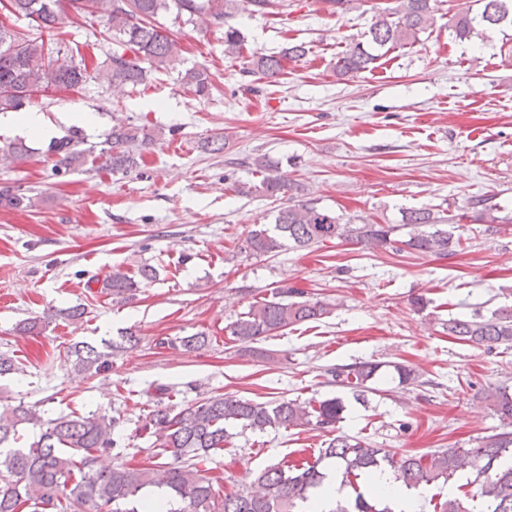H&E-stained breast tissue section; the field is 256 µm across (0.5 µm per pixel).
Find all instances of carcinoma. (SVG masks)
Here are the masks:
<instances>
[{
	"mask_svg": "<svg viewBox=\"0 0 512 512\" xmlns=\"http://www.w3.org/2000/svg\"><path fill=\"white\" fill-rule=\"evenodd\" d=\"M285 0H8L13 16L28 20L36 33L0 24V112H17L33 100L61 89H75L90 80L104 79L114 88L148 83L154 73L164 71L181 51L178 38L156 24L163 13L174 21L201 25H224V54L240 53V32L226 19L238 12L251 15L277 14ZM437 0H391L375 17L367 44L351 46L336 62L341 75L371 68L377 60L374 49L412 45L434 25ZM94 18L105 22L112 40V53L93 68L85 59L54 46L55 32L67 22L86 23ZM453 31L461 41L483 40L496 28L512 30V0H469L453 15ZM308 53L303 43L286 48L279 55L254 52L246 70L276 83L283 74L282 60L301 59ZM196 97H210L213 84L206 69L192 68L181 77ZM161 132L132 123L112 127L104 140L86 144L73 131L53 142L48 152L55 156L56 172L67 171L86 158L99 161L115 171L138 164L142 151L150 148ZM22 142L0 147V160L10 163L28 158ZM292 186L265 175L255 192L269 198H283ZM465 214L451 218L429 208L402 211L401 225L353 224L335 211L317 206L313 199L296 200L277 210L273 227L265 225L248 232L244 249L251 254L275 256L287 248H309L331 240L349 242L368 250L393 253L417 252L447 257L462 242L460 230ZM127 272L115 269L106 280L114 295L136 287ZM333 305L313 300L284 283L270 299L250 305L229 326V340L249 344L276 332L317 322L332 313ZM448 335L476 348H512V307H501L488 315L451 316L442 323ZM209 337L167 338L163 347L180 345L188 351L206 346ZM137 343L133 334L101 342V347L76 344L67 353L75 356V368L96 374L112 366V355L125 345ZM378 365L359 362L341 365L333 371L336 382L360 398L373 391L369 383ZM484 398L502 419L512 424V394L505 387L490 388ZM345 405L338 397L302 401L279 398L254 402L236 395L204 397L179 408L159 403L145 418L140 430L155 437V456L164 461L149 467L124 463L99 465L100 457H121L125 448L114 438L123 428L121 415L90 411L84 415L65 414L42 421L37 410L17 405L0 412V446L17 440L18 426L38 424V440L27 448L9 450L0 457V512H152L148 500L151 488L163 490L166 512H299L324 480L321 465L332 462L341 470L342 484L390 468L395 479L407 489H420L443 480H453L468 471L467 484L477 487L490 512H512V431L481 438L473 448H446L425 455L403 454L387 448H373L362 440L335 434L343 419ZM239 425L264 432L267 429L307 426L328 438L318 455L286 467L269 466L251 477L256 490L220 494L214 481L200 473L197 460L224 450ZM329 512H379L362 492H357L353 509L342 505ZM434 512H469L458 495L434 505Z\"/></svg>",
	"mask_w": 512,
	"mask_h": 512,
	"instance_id": "cac0c4a2",
	"label": "carcinoma"
}]
</instances>
